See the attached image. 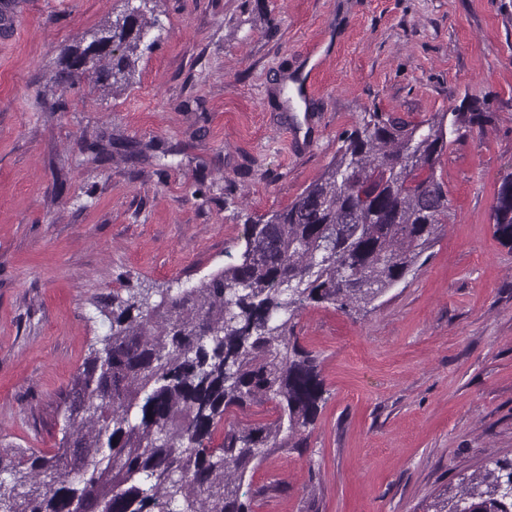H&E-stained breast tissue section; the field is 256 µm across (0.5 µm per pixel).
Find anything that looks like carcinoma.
<instances>
[{
  "label": "carcinoma",
  "instance_id": "obj_1",
  "mask_svg": "<svg viewBox=\"0 0 512 512\" xmlns=\"http://www.w3.org/2000/svg\"><path fill=\"white\" fill-rule=\"evenodd\" d=\"M116 17L106 46L70 50L96 81L126 84L155 23ZM492 112L469 102L418 124L366 112L321 176L283 210L246 220L238 259L200 285L112 296L110 333L75 381L67 445L25 463L0 457V512H249L240 487L269 448L298 439L324 387L293 320L312 303L364 309L419 268L449 200L437 165ZM512 172L492 205L512 243ZM275 404L274 421L212 433L231 408ZM512 460H492L435 512H512Z\"/></svg>",
  "mask_w": 512,
  "mask_h": 512
}]
</instances>
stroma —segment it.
<instances>
[{
	"label": "stroma",
	"instance_id": "1",
	"mask_svg": "<svg viewBox=\"0 0 512 512\" xmlns=\"http://www.w3.org/2000/svg\"><path fill=\"white\" fill-rule=\"evenodd\" d=\"M0 21V457L50 456L103 307L232 263L362 113L412 123L463 98L494 121L450 145L425 263L375 306L306 307L325 394L300 448H271L252 512H433L512 458V0H153L130 84L57 81L125 0H8ZM108 138L107 153L89 151ZM508 185L512 187V172L502 177L491 212L494 234L504 243H512V192Z\"/></svg>",
	"mask_w": 512,
	"mask_h": 512
}]
</instances>
